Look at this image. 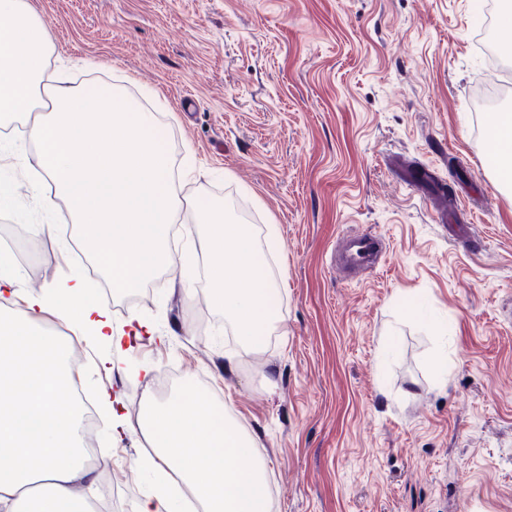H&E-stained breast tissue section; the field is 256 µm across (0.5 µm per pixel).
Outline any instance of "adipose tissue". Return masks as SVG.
<instances>
[{
	"mask_svg": "<svg viewBox=\"0 0 512 512\" xmlns=\"http://www.w3.org/2000/svg\"><path fill=\"white\" fill-rule=\"evenodd\" d=\"M16 257L0 252V299L22 294L21 315L0 313V512H90L84 495L99 475L79 444L71 343L37 328L47 316L77 335L124 350L138 316L117 327L92 299L84 279L70 274L42 291H23ZM138 424L158 450L144 460L156 479L138 512H185L193 496L201 512H271L267 469L258 444L228 406L203 395L150 401Z\"/></svg>",
	"mask_w": 512,
	"mask_h": 512,
	"instance_id": "obj_1",
	"label": "adipose tissue"
}]
</instances>
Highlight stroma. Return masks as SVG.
Returning <instances> with one entry per match:
<instances>
[{
	"label": "stroma",
	"instance_id": "stroma-1",
	"mask_svg": "<svg viewBox=\"0 0 512 512\" xmlns=\"http://www.w3.org/2000/svg\"><path fill=\"white\" fill-rule=\"evenodd\" d=\"M52 37L48 77L108 78L155 112L180 196L242 201L280 251L267 275L279 321L263 351L237 350L195 264L162 269L139 292L93 296L130 337L105 374L101 342L66 337L99 420L97 506L131 512L152 475L140 430L113 434L101 391L129 422L158 398L162 368L227 403L256 439L274 512H512V186L491 169L488 77L512 86V56L490 72L471 0H29ZM27 123L8 129L0 172L21 180L0 215L25 289L87 266L65 205L38 178ZM432 168L474 221L456 240L387 158ZM53 224L56 239L31 235ZM382 240L380 264L347 276L333 263L347 235ZM236 350L232 370L224 353ZM448 367L447 382L433 371Z\"/></svg>",
	"mask_w": 512,
	"mask_h": 512
}]
</instances>
